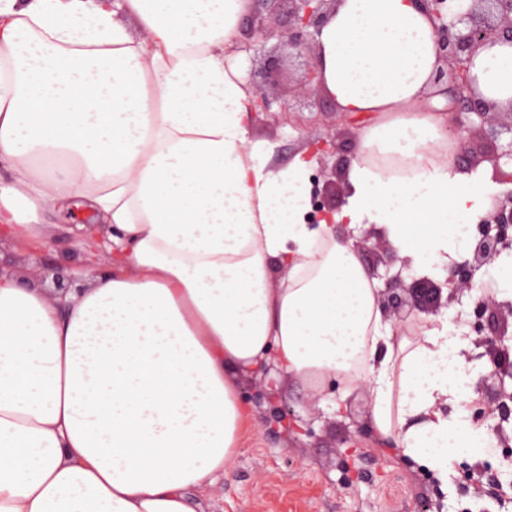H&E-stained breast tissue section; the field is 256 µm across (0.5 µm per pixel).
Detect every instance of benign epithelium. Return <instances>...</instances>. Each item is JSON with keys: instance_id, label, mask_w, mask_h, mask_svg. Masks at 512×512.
I'll use <instances>...</instances> for the list:
<instances>
[{"instance_id": "obj_1", "label": "benign epithelium", "mask_w": 512, "mask_h": 512, "mask_svg": "<svg viewBox=\"0 0 512 512\" xmlns=\"http://www.w3.org/2000/svg\"><path fill=\"white\" fill-rule=\"evenodd\" d=\"M339 0H253L265 6L268 15L253 12L251 19L240 26L241 49L274 36L288 48V57L305 58L304 72L299 79L301 88L322 85L318 56V37ZM415 6L433 22L435 43L440 66L435 82L447 85L452 106L448 112V128L462 138V158L459 164L466 167L474 161H487L496 171L501 170V160L512 161V141L503 149L496 145L495 136L487 135L484 124L490 122L495 107L475 96L467 79V64L479 48L492 40L512 42V0H460L456 12L448 13L450 0H412ZM279 12L288 17V25L276 29L269 23V15ZM250 110L268 112L275 98L257 85ZM321 203L313 211L314 221L330 218L336 207L330 205L327 187L319 191ZM481 235L472 245V257L455 261L447 269L444 282L436 283L422 277L404 284L401 274L386 279L382 291V304L396 316L397 322L406 321L417 313H435L441 306L459 299L477 269L498 258L502 251L512 246L506 230L512 228V190L480 219ZM353 248L363 256L374 255L373 275L378 268H390L399 260L397 250L378 229H373L353 242ZM447 296H442V293ZM474 312L480 324L473 345L485 348L478 357L489 358L490 369L479 375L474 386L477 399L468 405L470 418L475 423L489 426L497 441L507 447L509 437L502 422L512 415V391H507L506 380L512 381V301L504 302L486 297L474 301Z\"/></svg>"}]
</instances>
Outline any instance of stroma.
<instances>
[{
	"mask_svg": "<svg viewBox=\"0 0 512 512\" xmlns=\"http://www.w3.org/2000/svg\"><path fill=\"white\" fill-rule=\"evenodd\" d=\"M277 39L255 44L245 53V70L256 84L287 95L293 80L271 79L277 65ZM325 92L313 94L297 112L257 113L249 137L272 145L273 162L286 167L309 139L333 131L346 160L359 147V124L334 113ZM62 232L36 245L0 237V270L13 272L44 288L59 278L96 270L93 257L65 227L84 224L80 208L56 216ZM241 393L257 410V425L246 428L242 451L223 482L207 493L212 512H512V486L499 497L478 493L468 479L473 458L456 463L447 484L425 466L396 450L381 449L368 418L364 393L341 398L334 386L323 394L299 390L291 381L271 385L266 377L241 376ZM300 419L296 430L277 420L283 406Z\"/></svg>",
	"mask_w": 512,
	"mask_h": 512,
	"instance_id": "obj_1",
	"label": "stroma"
}]
</instances>
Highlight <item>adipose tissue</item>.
I'll list each match as a JSON object with an SVG mask.
<instances>
[{
	"label": "adipose tissue",
	"mask_w": 512,
	"mask_h": 512,
	"mask_svg": "<svg viewBox=\"0 0 512 512\" xmlns=\"http://www.w3.org/2000/svg\"><path fill=\"white\" fill-rule=\"evenodd\" d=\"M250 7L0 0V235L42 238L38 214L82 206L113 255L53 300L0 273V512H208L253 418L239 378L271 364L315 393L366 382L380 440L439 480L489 446L460 336L441 317L390 323L336 230L377 225L431 274L491 206L455 158L430 19L340 0L323 27V88L364 126L346 205L313 226L311 159L271 167L249 137L232 49ZM469 82L512 110V43L481 47Z\"/></svg>",
	"instance_id": "adipose-tissue-1"
}]
</instances>
